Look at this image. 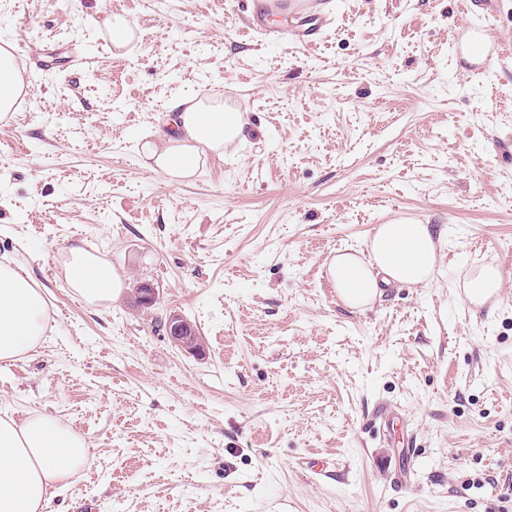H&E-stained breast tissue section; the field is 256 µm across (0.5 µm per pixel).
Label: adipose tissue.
<instances>
[{
	"mask_svg": "<svg viewBox=\"0 0 512 512\" xmlns=\"http://www.w3.org/2000/svg\"><path fill=\"white\" fill-rule=\"evenodd\" d=\"M249 137L244 113L210 100H190L160 140L143 142L146 167L183 183L198 170L202 153L223 156ZM441 264L431 225L398 219L378 225L365 251L338 253L328 266L340 301L369 306L390 285L430 284ZM66 283L86 304L112 302L122 280L111 263L82 246L63 261ZM49 303L42 286L8 258L0 259V361H13L43 341ZM90 463L85 438L60 418L36 413L23 421L0 417V512H44L72 474Z\"/></svg>",
	"mask_w": 512,
	"mask_h": 512,
	"instance_id": "obj_1",
	"label": "adipose tissue"
}]
</instances>
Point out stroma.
<instances>
[{"label":"stroma","mask_w":512,"mask_h":512,"mask_svg":"<svg viewBox=\"0 0 512 512\" xmlns=\"http://www.w3.org/2000/svg\"><path fill=\"white\" fill-rule=\"evenodd\" d=\"M487 2L506 56L480 74L451 50L459 0H312L310 44L292 18L253 29L261 0H0L26 68L0 258L51 309L0 363V417H62L92 458L45 512H512V0ZM114 12L138 28L121 54ZM229 94L246 142L179 185L143 166L174 102ZM396 218L442 232L435 280L345 307L329 263ZM74 244L120 272L112 304L68 288ZM484 264L503 289L477 309ZM172 312L204 355L169 342Z\"/></svg>","instance_id":"stroma-1"}]
</instances>
